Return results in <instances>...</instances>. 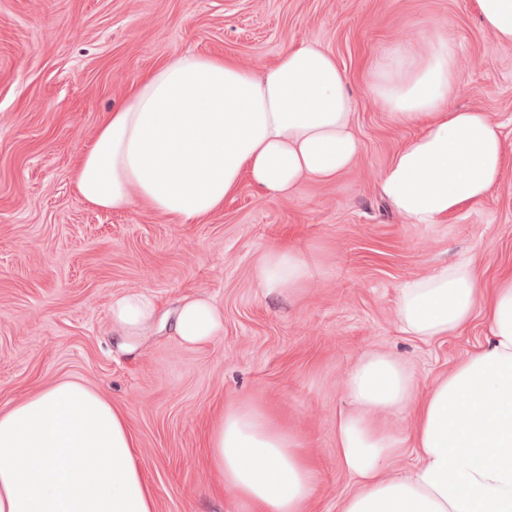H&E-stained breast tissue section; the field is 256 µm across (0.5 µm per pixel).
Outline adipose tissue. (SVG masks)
I'll return each mask as SVG.
<instances>
[{"label": "adipose tissue", "mask_w": 512, "mask_h": 512, "mask_svg": "<svg viewBox=\"0 0 512 512\" xmlns=\"http://www.w3.org/2000/svg\"><path fill=\"white\" fill-rule=\"evenodd\" d=\"M371 92L400 121H423L383 169L384 195L408 223H442L485 198L502 171L499 122L478 109L448 108L456 53L441 29L424 53L398 45L372 66ZM346 73L315 42H301L253 71L221 56L175 55L142 75L84 147L78 195L105 211L144 203L181 223L199 220L249 179L268 198L327 182L361 151ZM312 275L292 247L267 250L253 270L264 295L298 293ZM158 304L147 291L113 296L112 327L142 334ZM483 317L488 336L453 371L418 393L410 366L371 352L347 372L350 411L336 418V449L355 480L340 512H512V276L485 293L470 257L406 280L401 330L429 342ZM224 316L206 298L185 299L173 331L208 344ZM412 413L409 433L392 422ZM125 414L98 391L54 383L0 410V512H156L134 458ZM209 467L233 489L241 512H307L319 472L300 438L269 410L225 407L209 433ZM416 463L386 475L405 450Z\"/></svg>", "instance_id": "obj_1"}]
</instances>
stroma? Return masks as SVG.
Returning <instances> with one entry per match:
<instances>
[{"mask_svg":"<svg viewBox=\"0 0 512 512\" xmlns=\"http://www.w3.org/2000/svg\"><path fill=\"white\" fill-rule=\"evenodd\" d=\"M432 24L458 59L449 107L502 122L507 156L489 196L423 227L380 191L381 171L420 128L379 105L370 68L394 43L422 50ZM305 39L335 57L355 100L362 151L335 181L270 199L245 180L191 224L79 197L82 150L141 74L186 51L257 70ZM276 246L309 254L302 292L266 296L255 283ZM462 255L485 290L512 274V43L482 25L474 0H0V409L61 380L98 390L127 418L156 512H241L231 490H212L204 443L214 410L242 401L299 434L320 474L311 512H339L355 487L334 434L349 368L366 351L393 353L423 393L488 334L477 319L422 342L396 320L404 281ZM133 288L153 293L160 315L127 341L108 308ZM197 295L224 313L202 348L171 329Z\"/></svg>","mask_w":512,"mask_h":512,"instance_id":"stroma-1","label":"stroma"}]
</instances>
